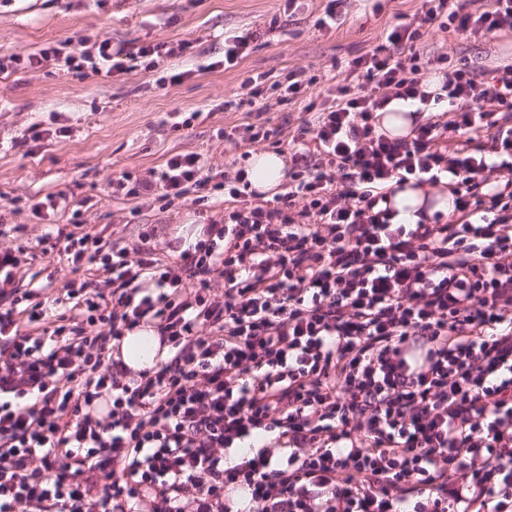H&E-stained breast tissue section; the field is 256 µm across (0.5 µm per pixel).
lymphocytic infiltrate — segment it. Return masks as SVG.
Here are the masks:
<instances>
[{"label":"lymphocytic infiltrate","mask_w":512,"mask_h":512,"mask_svg":"<svg viewBox=\"0 0 512 512\" xmlns=\"http://www.w3.org/2000/svg\"><path fill=\"white\" fill-rule=\"evenodd\" d=\"M433 28L511 32L512 0H420L306 105L273 199L196 153L114 180L168 206L223 193L178 258L60 227L38 244L72 277L38 300L24 247L0 249V512H512V65L424 55ZM69 45L0 72L109 76L163 49ZM395 100L423 114L399 139ZM409 181L447 184L451 219L401 222ZM142 327L166 355L135 371L113 351ZM386 109L388 112L382 115V127L386 132L392 137L407 135L412 127L408 114L415 108L408 103L396 100Z\"/></svg>","instance_id":"1"}]
</instances>
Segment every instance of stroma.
Masks as SVG:
<instances>
[{"label":"stroma","mask_w":512,"mask_h":512,"mask_svg":"<svg viewBox=\"0 0 512 512\" xmlns=\"http://www.w3.org/2000/svg\"><path fill=\"white\" fill-rule=\"evenodd\" d=\"M285 0H0V55L30 53L59 39H111L187 43L182 56L159 58L153 71L134 69L104 78L81 79L49 67L23 75L0 73V247L36 246L46 224L31 206L64 191L80 204L83 232L97 233L118 246L135 248L141 234L154 231L161 257L172 255L179 227L222 217L224 205L176 201L168 209L112 190L122 173L141 175L161 167L176 153H197L214 171L229 169L243 153L289 155L309 101L336 92L334 77L351 59L383 44L387 31L412 16L418 0H346L345 21L319 31L316 17L327 0H303L296 12ZM261 36L237 66L221 67L226 37L247 29ZM427 53H447L481 73L512 62V33L474 35L431 31L420 45ZM188 71L179 83L170 75ZM303 71L318 81L286 105L257 112L245 104L226 109L225 99L243 95L242 81L262 75L285 81ZM180 113L186 127L173 126ZM269 123L277 139L227 142L221 130ZM49 137L31 141L33 125ZM63 127L56 135L54 127Z\"/></svg>","instance_id":"1"}]
</instances>
